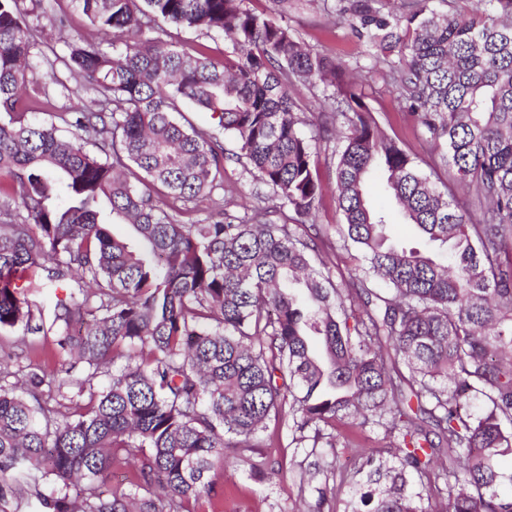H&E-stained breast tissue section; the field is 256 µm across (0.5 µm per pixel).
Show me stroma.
I'll return each mask as SVG.
<instances>
[{"label": "stroma", "instance_id": "1", "mask_svg": "<svg viewBox=\"0 0 512 512\" xmlns=\"http://www.w3.org/2000/svg\"><path fill=\"white\" fill-rule=\"evenodd\" d=\"M284 22L305 44L342 61L384 130L397 136L414 154L438 188L448 186L450 166L440 161L408 119L404 103L384 85L373 60L366 55L363 44L352 35L344 16L312 4L289 13ZM170 35L179 50L191 54L202 50L217 61L232 49L231 43L219 35L175 27L171 28ZM58 76L59 84H48L42 72H35L34 81L27 89V99L32 106L30 116L34 121L61 123L85 100L86 93L80 82L69 78L63 70ZM224 181L234 187L232 195L226 198L229 210L241 215L265 209L270 213V221H277L279 199L268 190H257L254 177L242 165L229 163ZM356 265V260L342 247L336 233H329L315 261L316 268L330 271L336 284L346 286L355 275ZM54 362L50 348L43 340L18 331L0 332V377L5 382L23 383L30 369L40 364L50 369ZM336 430L349 438L350 447L294 448L290 445L292 430L288 418L270 419L266 430L259 434L255 448L235 460L225 473L215 477L217 484L224 488V512H304L316 488L333 481L340 482L342 476L355 471L359 449H378L385 462H392V440L382 427L370 425L361 429L342 422L337 424ZM271 459L279 462L280 472L269 480L260 477L258 470Z\"/></svg>", "mask_w": 512, "mask_h": 512}]
</instances>
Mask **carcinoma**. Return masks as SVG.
I'll use <instances>...</instances> for the list:
<instances>
[{
    "label": "carcinoma",
    "instance_id": "carcinoma-1",
    "mask_svg": "<svg viewBox=\"0 0 512 512\" xmlns=\"http://www.w3.org/2000/svg\"><path fill=\"white\" fill-rule=\"evenodd\" d=\"M57 2L37 0L27 25L21 0H0V199L16 206L0 225V331L57 349L53 370L28 374L27 395L0 384V498L28 493L27 512H221L211 472L286 407L297 445L350 447L329 431L345 420L393 438L389 486L365 489L383 464L364 452L350 512H418L408 474L416 497L446 493L445 512H512L500 490L512 472L496 465L512 455V0L468 14L434 0L399 13L392 0H330L453 181L475 188L471 209L431 183L336 59L252 0H71L94 27L135 37L110 51L64 36ZM170 26L222 35L233 52H180ZM47 29L90 94L66 123L98 140L101 157L28 119L22 91ZM316 83L319 105L332 106L317 134L295 94ZM184 104L214 127L179 122ZM330 137L336 233L363 261L353 290L311 269L325 233H298L322 205L314 157ZM231 160L282 201L283 223L220 207L185 224L160 207L162 196L232 193ZM375 172L425 250L391 242L367 198ZM114 217L134 239L111 234ZM34 269L66 289L48 322L23 296ZM44 385L77 388L62 418L40 405ZM441 455L442 488L431 480ZM131 461L127 484L105 493ZM336 497L319 488L306 512H332Z\"/></svg>",
    "mask_w": 512,
    "mask_h": 512
}]
</instances>
